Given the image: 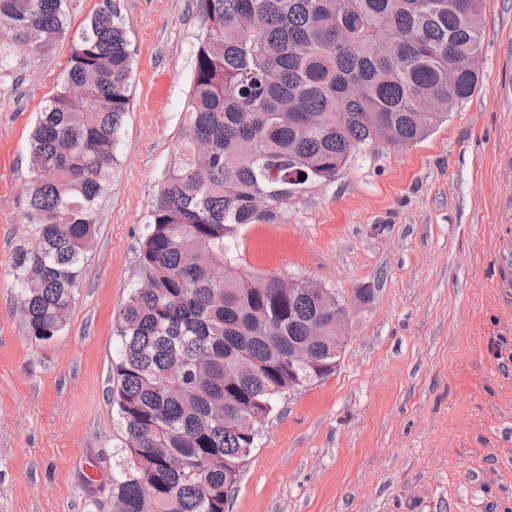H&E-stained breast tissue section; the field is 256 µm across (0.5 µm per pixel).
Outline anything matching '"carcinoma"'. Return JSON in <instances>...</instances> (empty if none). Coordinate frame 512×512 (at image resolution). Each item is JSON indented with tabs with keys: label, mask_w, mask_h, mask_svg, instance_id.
I'll use <instances>...</instances> for the list:
<instances>
[{
	"label": "carcinoma",
	"mask_w": 512,
	"mask_h": 512,
	"mask_svg": "<svg viewBox=\"0 0 512 512\" xmlns=\"http://www.w3.org/2000/svg\"><path fill=\"white\" fill-rule=\"evenodd\" d=\"M195 2L205 28L184 134L115 321L111 394L134 461L112 473L122 512H224L288 381L297 391L332 371L288 364V343L319 322L330 340L315 355L336 362L321 295L279 275H219L239 265L241 231L275 223L377 135L391 146L427 137L479 80L486 0ZM63 3L0 0V26L37 48L65 34ZM133 66L120 0H99L30 132V243L10 275L35 341L67 324L118 164Z\"/></svg>",
	"instance_id": "1"
}]
</instances>
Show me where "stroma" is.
<instances>
[{"mask_svg":"<svg viewBox=\"0 0 512 512\" xmlns=\"http://www.w3.org/2000/svg\"><path fill=\"white\" fill-rule=\"evenodd\" d=\"M97 0L66 38L0 28V512H113L125 437L110 398L113 320L143 219L185 125L202 18L193 0H121L134 97L112 192L66 328L33 344L11 286L29 242L28 133ZM474 95L415 143L356 152L335 181L240 236L241 266L351 301L334 371L278 403L225 512H512V0H487ZM365 300H358L361 289Z\"/></svg>","mask_w":512,"mask_h":512,"instance_id":"1","label":"stroma"}]
</instances>
